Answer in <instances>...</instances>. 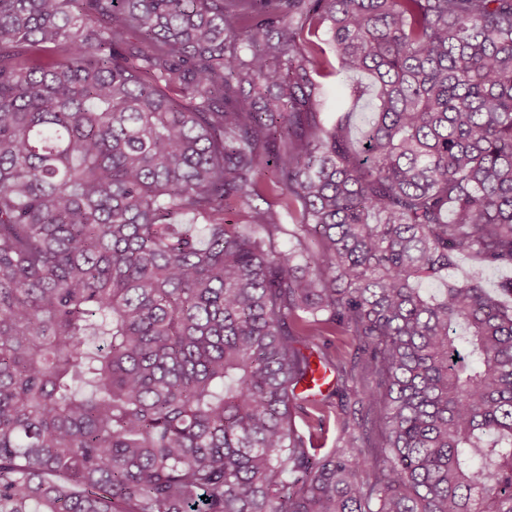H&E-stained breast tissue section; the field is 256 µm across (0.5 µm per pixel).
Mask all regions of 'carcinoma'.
<instances>
[{
    "label": "carcinoma",
    "mask_w": 512,
    "mask_h": 512,
    "mask_svg": "<svg viewBox=\"0 0 512 512\" xmlns=\"http://www.w3.org/2000/svg\"><path fill=\"white\" fill-rule=\"evenodd\" d=\"M489 266L512 0H0V512H512ZM320 80H322L324 84L327 83V99L331 110L336 111V103L343 100L347 102L349 107L352 106L355 109L356 118L351 127L350 137L354 143H357L365 130L364 118L370 114L368 113V106L373 99L370 80L361 75H352L340 80H336L335 77ZM356 87L363 90V95L360 96V99L352 96L353 90ZM314 428V444L320 448L318 452L320 455L326 454L334 450L337 446V441L341 436L340 426L335 417L334 411L330 417L325 420L322 430L316 425Z\"/></svg>",
    "instance_id": "cac0c4a2"
}]
</instances>
